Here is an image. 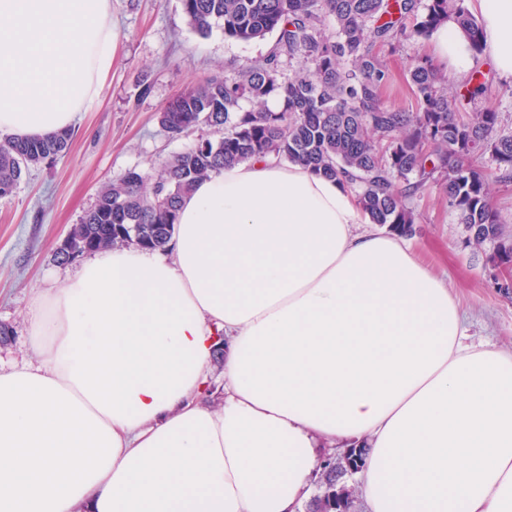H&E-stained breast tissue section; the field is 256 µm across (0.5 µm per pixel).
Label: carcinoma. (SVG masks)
I'll list each match as a JSON object with an SVG mask.
<instances>
[{"instance_id": "carcinoma-1", "label": "carcinoma", "mask_w": 512, "mask_h": 512, "mask_svg": "<svg viewBox=\"0 0 512 512\" xmlns=\"http://www.w3.org/2000/svg\"><path fill=\"white\" fill-rule=\"evenodd\" d=\"M190 28L202 37L216 26L239 41L276 36L261 60L232 68L181 90L159 113L173 138L206 127L186 150L160 162L154 173L128 172L101 187L95 205L68 233L70 249L57 248V262L72 252L134 243L168 248L181 199L195 184L226 167L272 155L328 178L355 193L371 223L406 237L417 216L409 198L437 186L464 224L466 243L489 249L499 272L512 273V236L490 199L489 179L512 177V132L498 129V113L469 111L486 92L474 71L457 88L430 60L417 54L407 81L415 106L387 104L382 93L389 68L379 53L426 40L453 21L480 51L481 26L466 0H181ZM333 19L329 29L327 19ZM413 26H407V20ZM294 73H283L284 60ZM276 99L280 106H268ZM73 133L0 140V201L12 197L23 172L67 152ZM489 156L493 170L476 164ZM369 449L351 448L325 461L318 493L307 512H353L356 474Z\"/></svg>"}]
</instances>
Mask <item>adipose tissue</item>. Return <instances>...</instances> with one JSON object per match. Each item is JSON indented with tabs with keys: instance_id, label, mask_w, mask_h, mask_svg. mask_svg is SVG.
Instances as JSON below:
<instances>
[{
	"instance_id": "1",
	"label": "adipose tissue",
	"mask_w": 512,
	"mask_h": 512,
	"mask_svg": "<svg viewBox=\"0 0 512 512\" xmlns=\"http://www.w3.org/2000/svg\"><path fill=\"white\" fill-rule=\"evenodd\" d=\"M512 84V0H470ZM433 62L475 66L446 22ZM112 0H0V134L69 129L112 69ZM0 372V512H302L320 448L367 447L366 512H512V352L341 182L271 158L37 297ZM224 346V401L203 399Z\"/></svg>"
}]
</instances>
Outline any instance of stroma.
<instances>
[{
  "label": "stroma",
  "instance_id": "obj_1",
  "mask_svg": "<svg viewBox=\"0 0 512 512\" xmlns=\"http://www.w3.org/2000/svg\"><path fill=\"white\" fill-rule=\"evenodd\" d=\"M120 50L103 82L97 104L81 113L68 152L55 162L30 168L11 200L0 202V368L34 360L28 341L27 314L36 295L59 287L79 262L57 263L61 241L96 202L99 187L128 171L150 172L159 160L188 148L199 137L191 130L173 138L158 114L183 88L228 68L263 58L274 36L242 42L221 29L208 37L191 31L181 0H112ZM424 42L384 50L392 81L385 102L414 104L406 80L410 59L428 53ZM477 68L486 75L483 103L499 114L501 129L512 131V86L496 79L489 59ZM419 216L409 239L415 253L445 279L468 322L470 339L489 341L512 351V298L496 288L488 253L465 243L457 213L436 188L410 200Z\"/></svg>",
  "mask_w": 512,
  "mask_h": 512
}]
</instances>
